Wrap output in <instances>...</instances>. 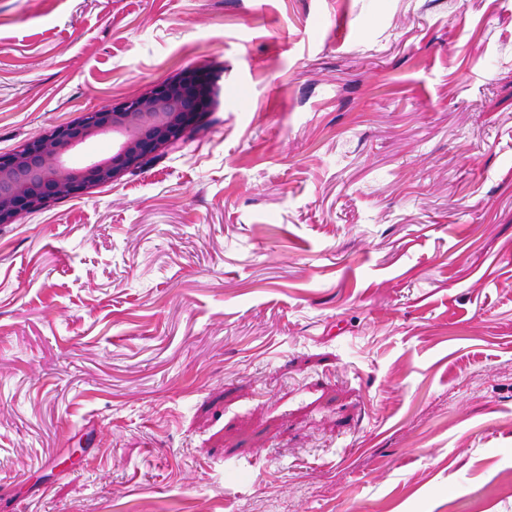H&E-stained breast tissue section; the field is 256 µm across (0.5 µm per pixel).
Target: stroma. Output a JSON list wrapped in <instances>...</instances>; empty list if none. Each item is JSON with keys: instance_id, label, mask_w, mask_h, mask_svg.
Here are the masks:
<instances>
[{"instance_id": "stroma-1", "label": "stroma", "mask_w": 512, "mask_h": 512, "mask_svg": "<svg viewBox=\"0 0 512 512\" xmlns=\"http://www.w3.org/2000/svg\"><path fill=\"white\" fill-rule=\"evenodd\" d=\"M187 69L0 224V512H512V0H0V156ZM213 87L207 74L186 71L112 108L89 112L79 123L55 126L22 150L0 157V224L139 168L210 111ZM106 136L118 140L112 155L85 165L68 161L74 148Z\"/></svg>"}]
</instances>
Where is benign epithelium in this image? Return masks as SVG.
Returning a JSON list of instances; mask_svg holds the SVG:
<instances>
[{
	"label": "benign epithelium",
	"mask_w": 512,
	"mask_h": 512,
	"mask_svg": "<svg viewBox=\"0 0 512 512\" xmlns=\"http://www.w3.org/2000/svg\"><path fill=\"white\" fill-rule=\"evenodd\" d=\"M214 84L198 70L134 96L75 124L58 125L22 150L0 157V224L139 168L171 146L213 105ZM117 138L112 154L85 165L68 161L74 148L102 137Z\"/></svg>",
	"instance_id": "benign-epithelium-1"
}]
</instances>
